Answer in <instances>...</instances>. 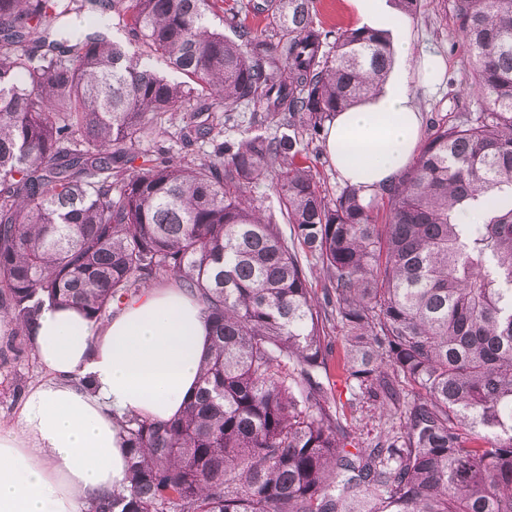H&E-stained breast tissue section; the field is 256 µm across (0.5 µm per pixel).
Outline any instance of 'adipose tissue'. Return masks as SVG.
Masks as SVG:
<instances>
[{
	"label": "adipose tissue",
	"instance_id": "ef3b65f1",
	"mask_svg": "<svg viewBox=\"0 0 512 512\" xmlns=\"http://www.w3.org/2000/svg\"><path fill=\"white\" fill-rule=\"evenodd\" d=\"M392 51L398 72L326 129L336 171L367 193L394 183L419 151L414 66L427 86L444 67L440 56H416L405 30ZM26 333L47 376L0 423V512H84L123 485L120 417L183 413L209 349L204 309L182 289L152 286L99 322L75 305L44 306Z\"/></svg>",
	"mask_w": 512,
	"mask_h": 512
}]
</instances>
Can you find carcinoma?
I'll return each instance as SVG.
<instances>
[{
  "label": "carcinoma",
  "mask_w": 512,
  "mask_h": 512,
  "mask_svg": "<svg viewBox=\"0 0 512 512\" xmlns=\"http://www.w3.org/2000/svg\"><path fill=\"white\" fill-rule=\"evenodd\" d=\"M225 2L0 0L3 317L21 334L72 303L98 321L172 280L209 325L184 413L121 418L126 485L90 512H512V0H452L483 115L433 126L374 197L331 202L296 157L382 85L386 34L333 35L316 0L250 4L273 40ZM239 101L298 124L226 141L218 112ZM187 108L177 139L210 154L140 148ZM270 172L288 238L248 195ZM332 316L349 407L403 421L372 448H348L317 376Z\"/></svg>",
  "instance_id": "obj_1"
}]
</instances>
